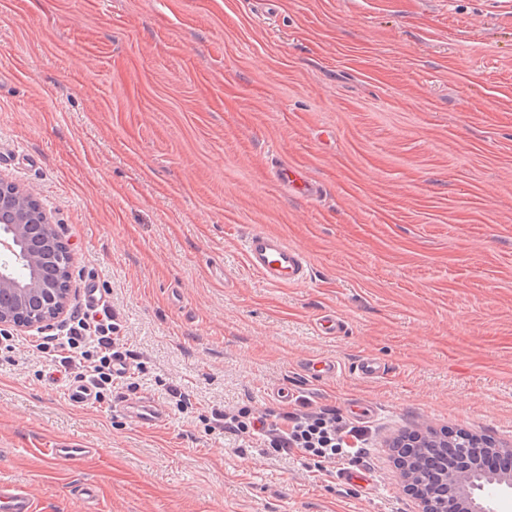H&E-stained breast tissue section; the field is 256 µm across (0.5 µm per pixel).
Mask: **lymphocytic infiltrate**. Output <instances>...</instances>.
<instances>
[{
	"mask_svg": "<svg viewBox=\"0 0 512 512\" xmlns=\"http://www.w3.org/2000/svg\"><path fill=\"white\" fill-rule=\"evenodd\" d=\"M34 347L62 367L84 365L85 377L100 399L112 390L115 362H124L130 372L138 369L107 308L74 314L63 333L41 337ZM206 429L258 445L263 454L295 456L322 469L358 458L367 441L365 427L343 422L333 407L313 408L305 401L293 410L267 407L259 411L248 405L218 407L212 409Z\"/></svg>",
	"mask_w": 512,
	"mask_h": 512,
	"instance_id": "1",
	"label": "lymphocytic infiltrate"
}]
</instances>
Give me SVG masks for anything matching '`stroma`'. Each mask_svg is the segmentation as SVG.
<instances>
[{
	"label": "stroma",
	"mask_w": 512,
	"mask_h": 512,
	"mask_svg": "<svg viewBox=\"0 0 512 512\" xmlns=\"http://www.w3.org/2000/svg\"><path fill=\"white\" fill-rule=\"evenodd\" d=\"M276 162L322 196L284 192ZM0 175L49 210L70 312L95 281L142 364L132 391L165 416L134 425L122 382L70 402L16 337L0 480L38 512H418L395 437L512 447V0H0ZM256 227L310 257L306 284L248 268ZM322 357L342 370L316 381ZM292 396L369 408L375 493L205 429L212 406Z\"/></svg>",
	"instance_id": "35a3bbf8"
}]
</instances>
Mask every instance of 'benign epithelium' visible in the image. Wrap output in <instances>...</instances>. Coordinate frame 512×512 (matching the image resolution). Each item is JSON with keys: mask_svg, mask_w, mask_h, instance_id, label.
I'll return each instance as SVG.
<instances>
[{"mask_svg": "<svg viewBox=\"0 0 512 512\" xmlns=\"http://www.w3.org/2000/svg\"><path fill=\"white\" fill-rule=\"evenodd\" d=\"M0 212L13 219L6 233L0 234V253L8 260L35 272L45 263L61 240L47 209L30 189L0 176ZM71 267L60 275V284L53 285L32 277L20 285L0 272V292L16 296L20 307L39 306L38 313L27 319L17 317L11 309L0 310V330H12L18 335H35L59 327L66 318L71 299ZM445 482L451 487L446 497L414 491L420 512H491L485 489L496 486L512 490V468L499 469L494 475L480 476L457 466L448 467Z\"/></svg>", "mask_w": 512, "mask_h": 512, "instance_id": "1", "label": "benign epithelium"}]
</instances>
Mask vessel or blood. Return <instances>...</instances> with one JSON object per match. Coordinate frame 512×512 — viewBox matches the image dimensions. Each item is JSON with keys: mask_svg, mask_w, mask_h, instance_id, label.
Instances as JSON below:
<instances>
[{"mask_svg": "<svg viewBox=\"0 0 512 512\" xmlns=\"http://www.w3.org/2000/svg\"><path fill=\"white\" fill-rule=\"evenodd\" d=\"M272 174L286 191L308 199L316 198L320 194V184L310 179L299 167L278 165L274 167ZM242 246L249 268L270 284L300 286L311 276L309 257L279 234L256 228L244 238ZM117 404L139 426L152 427L162 419L149 398L133 400L123 396L118 398ZM0 512H37V503L26 490L0 481Z\"/></svg>", "mask_w": 512, "mask_h": 512, "instance_id": "b4317fda", "label": "vessel or blood"}]
</instances>
